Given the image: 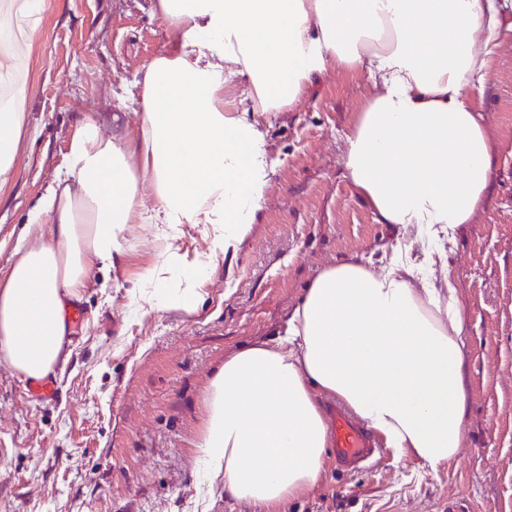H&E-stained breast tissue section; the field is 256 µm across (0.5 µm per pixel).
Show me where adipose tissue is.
Masks as SVG:
<instances>
[{"mask_svg":"<svg viewBox=\"0 0 512 512\" xmlns=\"http://www.w3.org/2000/svg\"><path fill=\"white\" fill-rule=\"evenodd\" d=\"M512 0H151L178 33L141 68V108L111 127L86 113L63 172L48 185L0 279V360L32 379L67 362L66 308L93 269H116L130 224H215L228 250L267 188L258 117L293 108L329 69L360 71L377 91L343 155L378 223L416 226L441 254L439 229L472 223L492 167L473 104L512 38ZM24 115L0 106V185ZM136 121V136L124 129ZM400 242L390 259L324 267L276 343L240 347L210 378L200 462L233 499L276 507L316 486L328 428L319 396L344 401L386 447L438 469L464 444L468 318L435 268ZM209 276L167 249L149 271L155 306L191 313Z\"/></svg>","mask_w":512,"mask_h":512,"instance_id":"adipose-tissue-1","label":"adipose tissue"}]
</instances>
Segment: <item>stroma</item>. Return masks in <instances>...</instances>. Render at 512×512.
Returning a JSON list of instances; mask_svg holds the SVG:
<instances>
[{
  "label": "stroma",
  "instance_id": "35a3bbf8",
  "mask_svg": "<svg viewBox=\"0 0 512 512\" xmlns=\"http://www.w3.org/2000/svg\"><path fill=\"white\" fill-rule=\"evenodd\" d=\"M42 13L23 57L17 164L0 186V277L81 117L108 115L119 88L136 108L142 65L177 40L149 0H43ZM373 93L366 74L333 69L293 111L261 116L268 187L242 243L215 249L208 224L181 225L175 241L212 271L196 312L155 308L142 279L168 242L131 224L123 269L94 271L83 291L87 319L52 376L55 398L31 396L0 361V512H262L199 466L206 390L227 354L276 337L324 267L376 262L395 244V225L377 222L343 166ZM475 104L492 149L489 190L447 247L470 325L464 445L435 471L393 451L358 474L326 460L319 483L278 512H512V43Z\"/></svg>",
  "mask_w": 512,
  "mask_h": 512
}]
</instances>
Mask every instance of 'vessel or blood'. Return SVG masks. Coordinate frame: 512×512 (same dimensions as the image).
<instances>
[{
  "label": "vessel or blood",
  "mask_w": 512,
  "mask_h": 512,
  "mask_svg": "<svg viewBox=\"0 0 512 512\" xmlns=\"http://www.w3.org/2000/svg\"><path fill=\"white\" fill-rule=\"evenodd\" d=\"M323 411L328 424V446L337 471L358 473L366 469L381 452L374 433L341 400L326 403Z\"/></svg>",
  "instance_id": "b4317fda"
}]
</instances>
